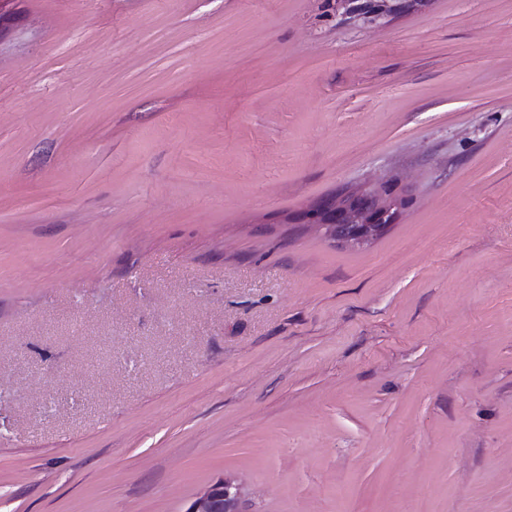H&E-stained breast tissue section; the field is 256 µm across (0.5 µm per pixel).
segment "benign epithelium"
Returning <instances> with one entry per match:
<instances>
[{
  "label": "benign epithelium",
  "mask_w": 512,
  "mask_h": 512,
  "mask_svg": "<svg viewBox=\"0 0 512 512\" xmlns=\"http://www.w3.org/2000/svg\"><path fill=\"white\" fill-rule=\"evenodd\" d=\"M398 202L367 191L338 196L308 213V219L325 236L338 243L361 247L384 234L397 216ZM242 486L221 479L198 494L186 512H244Z\"/></svg>",
  "instance_id": "1"
}]
</instances>
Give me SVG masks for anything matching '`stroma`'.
<instances>
[{
    "mask_svg": "<svg viewBox=\"0 0 512 512\" xmlns=\"http://www.w3.org/2000/svg\"><path fill=\"white\" fill-rule=\"evenodd\" d=\"M0 11V512H512V0ZM369 192L337 196L310 211L307 214L309 222L338 243L353 247L368 244L383 235L396 219L399 205L396 200H383ZM242 486L231 479H221L198 494L186 512H245Z\"/></svg>",
    "mask_w": 512,
    "mask_h": 512,
    "instance_id": "35a3bbf8",
    "label": "stroma"
}]
</instances>
